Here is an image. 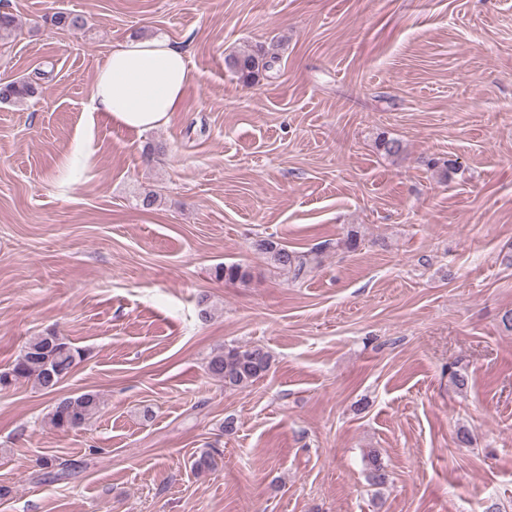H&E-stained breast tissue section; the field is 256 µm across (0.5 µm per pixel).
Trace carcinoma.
<instances>
[{
	"mask_svg": "<svg viewBox=\"0 0 512 512\" xmlns=\"http://www.w3.org/2000/svg\"><path fill=\"white\" fill-rule=\"evenodd\" d=\"M52 22L67 30H80L85 25L82 16L62 11L53 14ZM225 62L241 81L255 84L271 77L277 57L257 50L230 56ZM35 91L36 87L29 81L0 84V102H20L33 96ZM257 248L295 281L312 272L318 264L320 253L318 248L297 252L271 239L260 240ZM214 275L227 282H242L248 273L239 264H220L214 268ZM83 356L81 348L55 332L32 336L17 358L0 369V388L27 381L48 394L53 393ZM273 364V355L261 345H229L211 355L207 362V373L211 378L224 383L226 388L241 389L263 378ZM100 408L101 398L95 392L58 398L49 413V423L58 430L78 429L93 419ZM367 458L374 483L385 484L387 474L376 451H369Z\"/></svg>",
	"mask_w": 512,
	"mask_h": 512,
	"instance_id": "obj_1",
	"label": "carcinoma"
}]
</instances>
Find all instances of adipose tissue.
<instances>
[{"label":"adipose tissue","mask_w":512,"mask_h":512,"mask_svg":"<svg viewBox=\"0 0 512 512\" xmlns=\"http://www.w3.org/2000/svg\"><path fill=\"white\" fill-rule=\"evenodd\" d=\"M188 79L187 58L168 38H128L97 68L91 108L115 126L151 130L178 110Z\"/></svg>","instance_id":"obj_1"}]
</instances>
